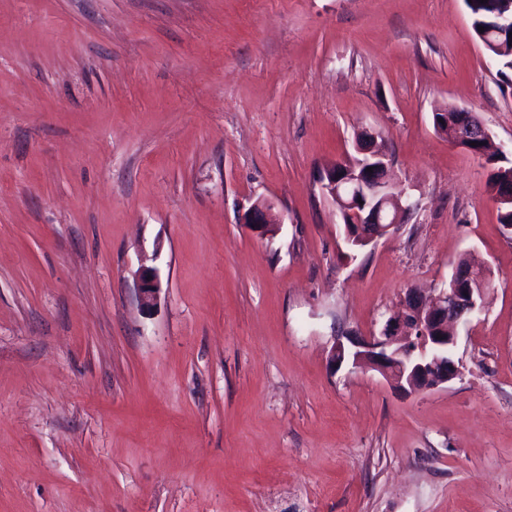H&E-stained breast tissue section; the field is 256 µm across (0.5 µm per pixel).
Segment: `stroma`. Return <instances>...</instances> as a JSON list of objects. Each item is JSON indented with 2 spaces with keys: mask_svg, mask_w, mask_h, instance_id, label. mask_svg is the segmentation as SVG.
I'll use <instances>...</instances> for the list:
<instances>
[{
  "mask_svg": "<svg viewBox=\"0 0 512 512\" xmlns=\"http://www.w3.org/2000/svg\"><path fill=\"white\" fill-rule=\"evenodd\" d=\"M446 105L512 159L464 0H0V512H512V232ZM365 128L413 208L353 253ZM463 256L457 378L332 367ZM464 123L455 124L450 131V140L453 144H458L465 149H469L471 142H477L482 145V153L487 154V143L489 134L486 128L472 115ZM244 224H249L261 234H265L278 223L272 218L271 205L266 202H258L245 213ZM140 302L144 309H152L157 304L160 283L156 268L149 266L141 267L140 276Z\"/></svg>",
  "mask_w": 512,
  "mask_h": 512,
  "instance_id": "35a3bbf8",
  "label": "stroma"
}]
</instances>
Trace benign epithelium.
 <instances>
[{
    "label": "benign epithelium",
    "mask_w": 512,
    "mask_h": 512,
    "mask_svg": "<svg viewBox=\"0 0 512 512\" xmlns=\"http://www.w3.org/2000/svg\"><path fill=\"white\" fill-rule=\"evenodd\" d=\"M491 32L506 36L512 32V15L498 10L492 0ZM381 137L376 131L363 130L355 139V155L337 161L320 175L322 188L334 202L340 203L351 216L352 224H380V233L355 236L344 230L346 245L371 246L402 223L403 214L412 205L392 192L388 179L389 155L376 148ZM450 140L463 148L473 142L487 153L489 134L474 117L458 123L450 131ZM372 171H367V168ZM244 223L262 234L276 226L271 205L253 204L245 213ZM490 288L481 268L470 267L466 282L452 283L431 301H423L415 293L408 294L403 312L389 317L379 335H373L352 353V364L379 372L392 386L408 393L434 389L459 376L455 361L448 357V346L454 344L450 326L464 321L483 309L484 296ZM160 283L156 268L141 267L140 302L149 310L157 304Z\"/></svg>",
    "instance_id": "benign-epithelium-1"
}]
</instances>
